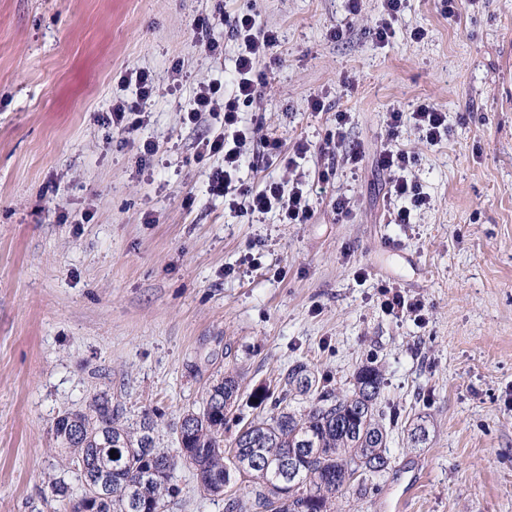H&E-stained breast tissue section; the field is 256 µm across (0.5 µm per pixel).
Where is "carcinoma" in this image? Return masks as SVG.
<instances>
[{
  "instance_id": "obj_1",
  "label": "carcinoma",
  "mask_w": 512,
  "mask_h": 512,
  "mask_svg": "<svg viewBox=\"0 0 512 512\" xmlns=\"http://www.w3.org/2000/svg\"><path fill=\"white\" fill-rule=\"evenodd\" d=\"M382 387L371 362L342 390L298 363L281 374L277 394L257 396L260 405L271 401L269 411L238 429L226 447L224 427L239 389L230 372L208 388L202 408L183 414L187 452L175 454L155 446L152 417L130 423L111 400L95 395L85 408L59 415L54 427L84 478L72 512H164L183 464L205 496L223 495L239 474L248 478L251 512H336V494L345 486L363 496L389 467L386 422L399 413L382 408ZM112 450L118 457L111 458ZM290 470L291 483L282 482Z\"/></svg>"
}]
</instances>
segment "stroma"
I'll list each match as a JSON object with an SVG mask.
<instances>
[{"label": "stroma", "instance_id": "obj_1", "mask_svg": "<svg viewBox=\"0 0 512 512\" xmlns=\"http://www.w3.org/2000/svg\"><path fill=\"white\" fill-rule=\"evenodd\" d=\"M445 9L404 0L379 48L382 0H360L354 14L346 0H0V512H67L51 482L76 493L82 478L54 424L93 395L128 421L151 415L156 447L173 452L180 417L225 372L241 377L229 440L292 365L340 387L369 360L382 400L423 417L429 435L413 448L393 426L389 469L364 498L344 488L338 512H388L399 499L402 512H512V0ZM226 10L279 34L261 93L241 112L248 153L267 136L287 152L312 146L297 171L256 160L240 182L302 179L308 223L239 216L207 193L224 161L197 158L195 143L223 124L184 117L195 83L234 66L230 35L217 56L194 39L197 20ZM139 69L157 91L132 142L101 117L134 95L123 78ZM321 93L325 108L312 112ZM427 102L446 112L448 139L433 146L411 123L400 128L406 176L430 203L393 224L410 201L390 196L393 175L377 166L383 118ZM340 112L350 115L341 131ZM338 131L333 154H321ZM144 140L160 154L141 171ZM352 146L364 152L355 167ZM340 198L348 216L336 214ZM385 284L421 298L425 323L385 313ZM173 482L166 512L248 500L238 478L223 496L201 495L184 465Z\"/></svg>", "mask_w": 512, "mask_h": 512}]
</instances>
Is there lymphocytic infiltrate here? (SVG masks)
Here are the masks:
<instances>
[{
  "label": "lymphocytic infiltrate",
  "instance_id": "obj_1",
  "mask_svg": "<svg viewBox=\"0 0 512 512\" xmlns=\"http://www.w3.org/2000/svg\"><path fill=\"white\" fill-rule=\"evenodd\" d=\"M221 23L239 46L231 76L233 91L225 93L222 82L218 80L197 82L186 116L192 124L197 123L204 112L222 114L224 119L222 133L199 138L197 142L201 153L224 158L223 167L210 174L208 190L211 195L223 198L231 212L263 215L275 211L283 223H307L313 210L302 182H293L288 188L275 181L255 189L242 190L236 186L238 174L247 161L244 147L253 137L252 129L242 125L239 110L241 105L252 104L257 99L263 81L259 66L269 50L278 44L279 36L277 31L262 27L249 13L224 14ZM134 86L135 97L116 99L103 118L104 124L111 126L114 134L132 135L149 122L150 114L145 103L155 90V80L150 72L139 71L135 74ZM406 121L413 123L428 144H439L448 137L447 115L436 104H421L410 113L398 109L386 112L384 123L389 140L379 153L378 164L381 169L395 175L390 187L391 195L411 201L410 207L391 212L390 221L394 224L409 223L412 209L429 203L428 196L405 176L411 163L409 154L392 142Z\"/></svg>",
  "mask_w": 512,
  "mask_h": 512
}]
</instances>
